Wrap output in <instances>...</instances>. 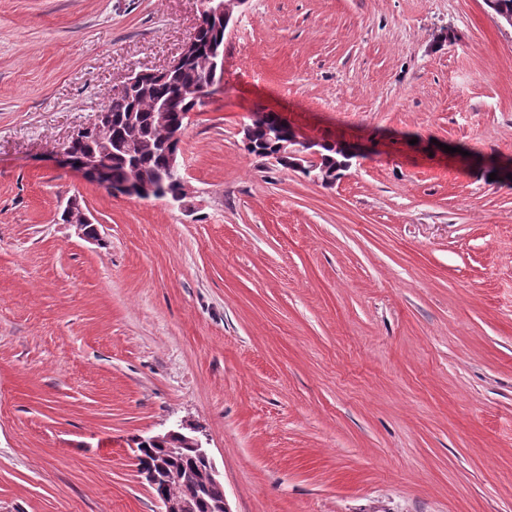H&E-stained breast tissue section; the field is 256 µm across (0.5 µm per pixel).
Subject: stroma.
<instances>
[{
	"instance_id": "stroma-1",
	"label": "stroma",
	"mask_w": 512,
	"mask_h": 512,
	"mask_svg": "<svg viewBox=\"0 0 512 512\" xmlns=\"http://www.w3.org/2000/svg\"><path fill=\"white\" fill-rule=\"evenodd\" d=\"M200 7L0 0V512H161L133 448L183 419L230 512H512V29L248 0L183 134L194 209L61 166ZM258 112L366 155L322 184L245 150ZM63 220L75 228L76 234L87 240H98L96 225L88 216L78 199H70L63 211Z\"/></svg>"
}]
</instances>
